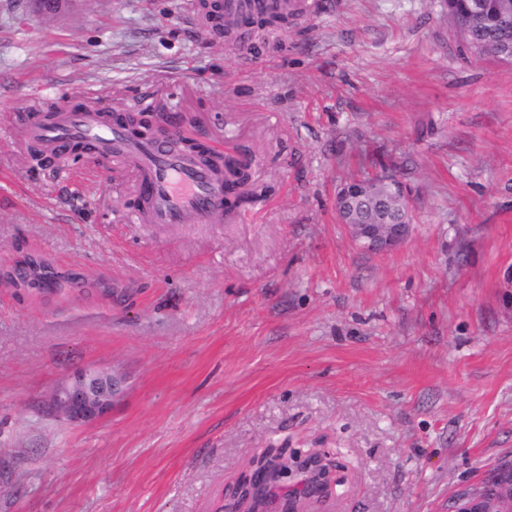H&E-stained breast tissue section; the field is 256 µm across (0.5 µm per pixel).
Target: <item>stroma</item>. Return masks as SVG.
I'll list each match as a JSON object with an SVG mask.
<instances>
[{
	"instance_id": "obj_1",
	"label": "stroma",
	"mask_w": 512,
	"mask_h": 512,
	"mask_svg": "<svg viewBox=\"0 0 512 512\" xmlns=\"http://www.w3.org/2000/svg\"><path fill=\"white\" fill-rule=\"evenodd\" d=\"M320 2L246 59L198 0H0V512H228L270 448L334 464L306 512H448L512 456V63L446 0ZM88 96L237 143L260 200L134 223L132 173L32 158ZM384 167L412 231L371 253L335 197ZM28 253L61 292L15 286ZM87 366L127 390L73 423L48 403Z\"/></svg>"
}]
</instances>
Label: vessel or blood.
Returning <instances> with one entry per match:
<instances>
[{
	"instance_id": "b4317fda",
	"label": "vessel or blood",
	"mask_w": 512,
	"mask_h": 512,
	"mask_svg": "<svg viewBox=\"0 0 512 512\" xmlns=\"http://www.w3.org/2000/svg\"><path fill=\"white\" fill-rule=\"evenodd\" d=\"M284 0H216L213 20L235 32L239 52L253 54L257 43L251 22L263 12L281 10ZM27 137L57 154L73 145L86 154L117 160L135 176L143 197L141 224H209L224 213V177L173 151L165 137L134 138L118 121H103L99 106L86 99L80 109L59 110L50 121H34Z\"/></svg>"
}]
</instances>
